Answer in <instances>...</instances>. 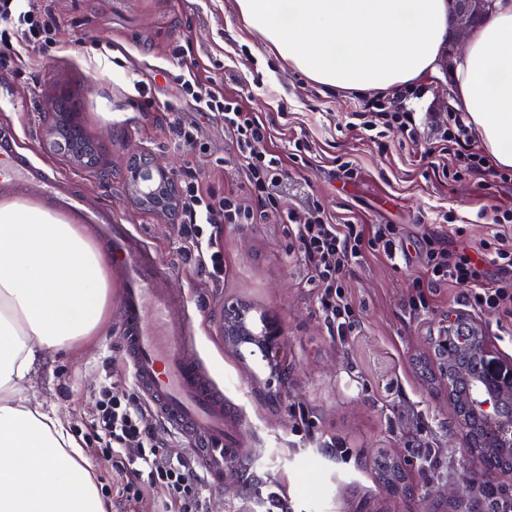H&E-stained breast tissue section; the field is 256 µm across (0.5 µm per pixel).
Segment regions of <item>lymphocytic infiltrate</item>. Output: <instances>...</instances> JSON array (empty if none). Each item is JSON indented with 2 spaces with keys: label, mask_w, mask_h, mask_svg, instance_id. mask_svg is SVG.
I'll list each match as a JSON object with an SVG mask.
<instances>
[{
  "label": "lymphocytic infiltrate",
  "mask_w": 512,
  "mask_h": 512,
  "mask_svg": "<svg viewBox=\"0 0 512 512\" xmlns=\"http://www.w3.org/2000/svg\"><path fill=\"white\" fill-rule=\"evenodd\" d=\"M54 22L46 0H0V64L19 65L25 57L42 52L52 40ZM180 87L196 111L223 121L246 178L240 190H204L193 167L181 171L179 232L190 239L199 265L214 280H223L221 225L254 224L281 215L284 223L292 225L298 251L321 287L318 304L325 321L337 334L353 332L356 320L343 286L349 266L368 249L391 260L403 254L397 226L378 224L368 230L360 224H340L316 199L304 210L282 212L280 186L288 159L270 147L271 128L259 109L193 72L181 77ZM358 117V128L365 133L389 127L409 132L416 126L414 113L377 99L367 101ZM448 155L457 158L461 171L475 177L489 167L486 153L473 147L459 115L431 150V168L439 169ZM427 244L426 275L416 279V288L430 290L452 282L466 288L465 298L474 310L500 320L512 318V248L487 241L474 250L451 248L433 237ZM489 262L502 271L493 284L487 281ZM93 422L97 438L104 443L98 454L119 477L121 496L129 508L134 510L147 495L156 493L167 498L171 512H206L207 502L190 458L160 453V439L145 407L115 399L105 385Z\"/></svg>",
  "instance_id": "lymphocytic-infiltrate-1"
}]
</instances>
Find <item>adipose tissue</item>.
<instances>
[{
  "instance_id": "obj_1",
  "label": "adipose tissue",
  "mask_w": 512,
  "mask_h": 512,
  "mask_svg": "<svg viewBox=\"0 0 512 512\" xmlns=\"http://www.w3.org/2000/svg\"><path fill=\"white\" fill-rule=\"evenodd\" d=\"M236 11L311 82L356 93L424 81L448 36V0H236ZM454 78L494 164L512 168V0L469 34ZM111 268L86 227L0 196V512H105L80 444L24 385L44 353L98 329Z\"/></svg>"
}]
</instances>
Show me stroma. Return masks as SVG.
I'll return each instance as SVG.
<instances>
[{"instance_id":"35a3bbf8","label":"stroma","mask_w":512,"mask_h":512,"mask_svg":"<svg viewBox=\"0 0 512 512\" xmlns=\"http://www.w3.org/2000/svg\"><path fill=\"white\" fill-rule=\"evenodd\" d=\"M56 40L22 70L0 67V116L13 123L23 150L78 179L99 203L115 208L170 264L169 288L189 297L198 350L224 390L227 430L238 461L226 462L236 483L206 481L211 512H484L480 469L449 439L452 408L440 381L434 341L444 315L465 309L464 289L451 284L412 305L426 267L425 240L474 244L491 228L486 211L512 204V182L496 171L476 179L439 177L426 155L453 115V66L406 96L416 114L414 136L391 130L378 145L351 129L363 97L310 83L243 30L235 0H54ZM200 64L224 90L250 95L273 119L272 141L287 152L311 146L310 164L288 168L281 208L302 210L318 196L337 223L396 224L405 255L390 261L366 251L346 287L357 326L340 336L316 303L319 287L278 217L223 227L224 279L213 281L189 253L175 219L140 206L125 172L147 152L169 171L194 163L205 186L240 187L244 172L221 119L196 112L172 76ZM164 67L168 79L153 76ZM155 79L156 109L142 111L135 81ZM67 95L72 121L98 147L95 166L74 164L51 147L50 98ZM287 117H278V110ZM195 122L207 150L200 158L175 143L171 116ZM356 174L345 178L340 165ZM98 333L63 355L38 360L25 385L31 402L54 410L84 448L98 447L89 427L107 370L125 372L117 297ZM249 308L282 328L280 368L249 347L228 342L224 303ZM394 461L416 495L389 487L378 463Z\"/></svg>"}]
</instances>
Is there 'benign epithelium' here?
<instances>
[{"mask_svg": "<svg viewBox=\"0 0 512 512\" xmlns=\"http://www.w3.org/2000/svg\"><path fill=\"white\" fill-rule=\"evenodd\" d=\"M495 0H452L451 27L471 30L493 11ZM127 183L143 206L174 215L178 198L169 171L159 161L142 155L128 167ZM224 329L235 345L249 344L274 364L279 329L267 322L258 329L249 310L224 305ZM442 381L453 410L454 438L473 463L484 467L497 454L512 455V367L493 365L491 343L481 326L458 310L448 311L436 341Z\"/></svg>", "mask_w": 512, "mask_h": 512, "instance_id": "7a95c632", "label": "benign epithelium"}]
</instances>
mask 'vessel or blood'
I'll return each mask as SVG.
<instances>
[{
	"mask_svg": "<svg viewBox=\"0 0 512 512\" xmlns=\"http://www.w3.org/2000/svg\"><path fill=\"white\" fill-rule=\"evenodd\" d=\"M0 186L50 204L73 223L94 226L124 284L119 320L133 383L152 401L158 420L185 438L207 474L219 478L231 454L224 395L196 354L184 295L167 286L169 266L112 208L79 190L73 179L19 153L7 135L0 136Z\"/></svg>",
	"mask_w": 512,
	"mask_h": 512,
	"instance_id": "obj_1",
	"label": "vessel or blood"
}]
</instances>
